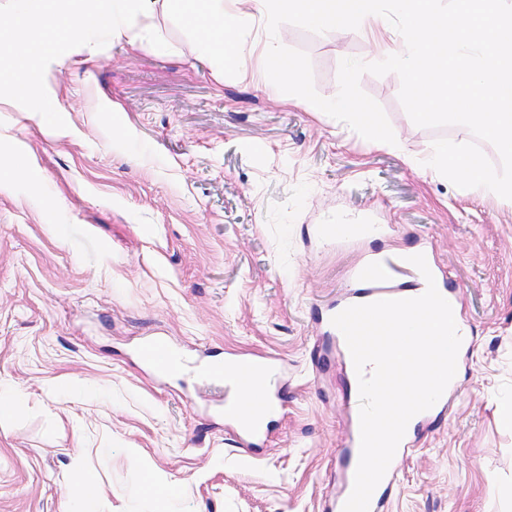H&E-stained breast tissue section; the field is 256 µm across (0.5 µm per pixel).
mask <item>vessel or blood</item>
<instances>
[{
    "label": "vessel or blood",
    "mask_w": 512,
    "mask_h": 512,
    "mask_svg": "<svg viewBox=\"0 0 512 512\" xmlns=\"http://www.w3.org/2000/svg\"><path fill=\"white\" fill-rule=\"evenodd\" d=\"M351 277L356 286L349 293L327 305L317 314V320L326 334L332 336L341 353L345 366H352L353 360L343 334L332 324L336 314L351 305L367 304L379 300L409 299L422 295L426 290V281L421 272L410 263H403L386 253L364 254L351 270ZM143 362L163 371H177V359L167 340L154 339L144 344L139 350ZM277 372L278 366L271 358L239 361L231 376H224L222 369H213L214 377H226L227 384L233 390L246 391L250 396L251 409L248 413L249 424H242L238 418H230L239 441L247 446L264 443L268 437L266 430L258 427V420L263 419L272 406L278 405L279 397L272 388L259 385L256 381L257 371ZM351 425L344 441V461L336 476V491L330 502L332 512H342L349 498L357 468L356 461L360 454V426L358 414H351ZM414 441L411 436H404L384 478L375 488L369 512H386L388 500L392 494L395 478Z\"/></svg>",
    "instance_id": "1"
}]
</instances>
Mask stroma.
Segmentation results:
<instances>
[{
    "mask_svg": "<svg viewBox=\"0 0 512 512\" xmlns=\"http://www.w3.org/2000/svg\"><path fill=\"white\" fill-rule=\"evenodd\" d=\"M168 50L126 38L72 49L45 86L54 130L0 98V512H324L348 427V381L318 308L373 250H433L463 294L475 343L446 414L400 467L388 512H512V203L423 162L462 125L416 126L397 74L360 78L402 144L221 73L169 15L145 19ZM320 95L339 62L379 61L365 29L280 27ZM367 216L383 237L336 243L317 225ZM169 338L176 377L138 357ZM267 355L285 403L265 444L228 428L201 363ZM83 469L95 488L84 496ZM164 479L143 488L147 471Z\"/></svg>",
    "mask_w": 512,
    "mask_h": 512,
    "instance_id": "obj_1",
    "label": "stroma"
}]
</instances>
